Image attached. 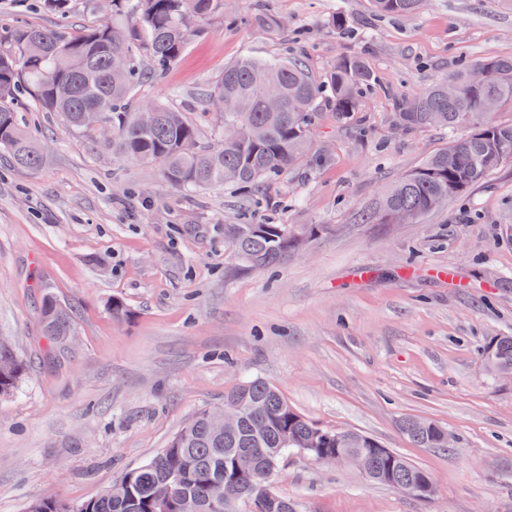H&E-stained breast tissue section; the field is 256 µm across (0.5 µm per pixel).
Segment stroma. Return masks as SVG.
Returning <instances> with one entry per match:
<instances>
[{
  "instance_id": "35a3bbf8",
  "label": "stroma",
  "mask_w": 512,
  "mask_h": 512,
  "mask_svg": "<svg viewBox=\"0 0 512 512\" xmlns=\"http://www.w3.org/2000/svg\"><path fill=\"white\" fill-rule=\"evenodd\" d=\"M224 11L238 23L201 22L179 62L136 93L184 112L204 144L222 129L201 95L241 56L297 54L320 77L361 52L375 82L351 122L321 105L307 161L249 197L169 188L158 166L112 156L55 113L23 110L50 147L34 170L0 151V337L30 366L0 398V512H25L47 492L97 497L255 378L310 422L379 440L436 488L422 500L292 454L270 489L294 512H512V380L480 355L512 336V161L417 220L358 221L448 143L440 129L396 128L393 95L512 56V0H426L405 18L378 17L371 0H224ZM260 11L284 28L247 24ZM21 22L52 29L58 19L39 0H0V33ZM246 207L259 223L330 231L277 269L247 270L224 242ZM46 295L74 319L52 352ZM115 297L127 319L113 318ZM406 417L447 429L454 446L416 445L400 429Z\"/></svg>"
}]
</instances>
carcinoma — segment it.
<instances>
[{"instance_id": "carcinoma-1", "label": "carcinoma", "mask_w": 512, "mask_h": 512, "mask_svg": "<svg viewBox=\"0 0 512 512\" xmlns=\"http://www.w3.org/2000/svg\"><path fill=\"white\" fill-rule=\"evenodd\" d=\"M71 0H43L58 14L59 24L46 30L19 25L0 34V150L21 168L36 169L45 146L36 143L21 125L18 103L26 92L45 112H56L72 128L90 138L97 129L87 118L97 113L108 138L100 144L112 155L161 167L172 187L207 189L230 187L246 192L276 179L311 152L314 111L322 99L331 102L337 117L349 121L357 112L363 89L372 78L359 55L343 56L320 80L290 56L278 59L242 57L224 67L207 91L222 127L237 135L207 147L198 128L184 113L163 104L144 108L134 101V89L182 57L197 23L224 13V0H112L110 15L78 35L69 31ZM380 16L414 14L423 0H372ZM480 66V83L470 79ZM512 110V57L477 59L430 87L396 102L393 123L402 129L438 127L448 130V145L386 189L375 210L361 215L365 224H396L407 213L415 218L431 211L439 197L464 194L493 170L512 160V124L491 115ZM467 125V135L456 131ZM326 224H264L246 221L224 225V240L246 264L274 269L295 253L299 236L316 238ZM44 336L50 343L67 340L73 330L68 309L47 296L40 306ZM512 370V336H496L482 349ZM27 365L9 346L0 347V397L19 390ZM224 403L240 409V423L228 433L212 427L213 409L199 411L155 456L126 472L99 497L76 504L36 498L27 512H224L213 495L224 478L240 480L250 512H291L290 502H266L256 474L239 472L247 456L259 471L278 470L290 450L314 458L332 450L359 451L375 468L392 461L399 479L414 482L426 475L406 458L389 451L367 435L318 427L293 409L273 385L260 379L238 384L224 394ZM402 432L426 448H446L445 429L405 419ZM175 478L171 498L154 497L155 487Z\"/></svg>"}]
</instances>
